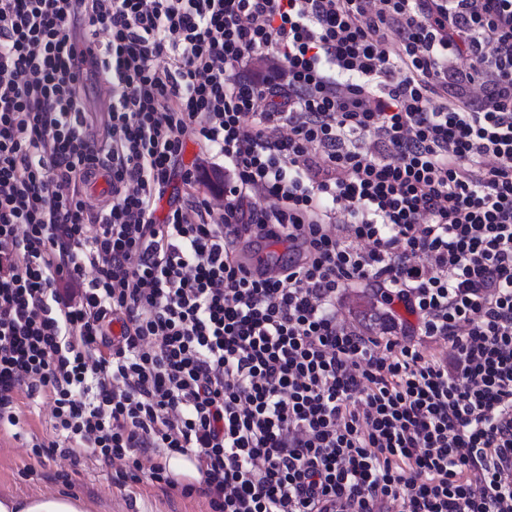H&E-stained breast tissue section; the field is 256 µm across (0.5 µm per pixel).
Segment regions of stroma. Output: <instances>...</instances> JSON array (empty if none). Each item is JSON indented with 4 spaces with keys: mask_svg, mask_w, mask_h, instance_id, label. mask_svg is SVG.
I'll return each instance as SVG.
<instances>
[{
    "mask_svg": "<svg viewBox=\"0 0 512 512\" xmlns=\"http://www.w3.org/2000/svg\"><path fill=\"white\" fill-rule=\"evenodd\" d=\"M61 469L69 473V484L51 481V474ZM112 474L87 449H78L71 459L41 460L23 442L0 434L1 496L69 494L84 499L90 512H209L205 497L166 494L145 482L124 490L114 485Z\"/></svg>",
    "mask_w": 512,
    "mask_h": 512,
    "instance_id": "35a3bbf8",
    "label": "stroma"
}]
</instances>
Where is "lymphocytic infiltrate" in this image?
<instances>
[{
  "label": "lymphocytic infiltrate",
  "instance_id": "lymphocytic-infiltrate-1",
  "mask_svg": "<svg viewBox=\"0 0 512 512\" xmlns=\"http://www.w3.org/2000/svg\"><path fill=\"white\" fill-rule=\"evenodd\" d=\"M270 240L279 277L247 278ZM357 287L379 328L340 318ZM22 396L36 456L210 512H512V0H0L18 436ZM71 53L75 59L83 60L80 70H76L79 77L86 73L100 71V63L94 51V45L87 39H77L72 42Z\"/></svg>",
  "mask_w": 512,
  "mask_h": 512
}]
</instances>
